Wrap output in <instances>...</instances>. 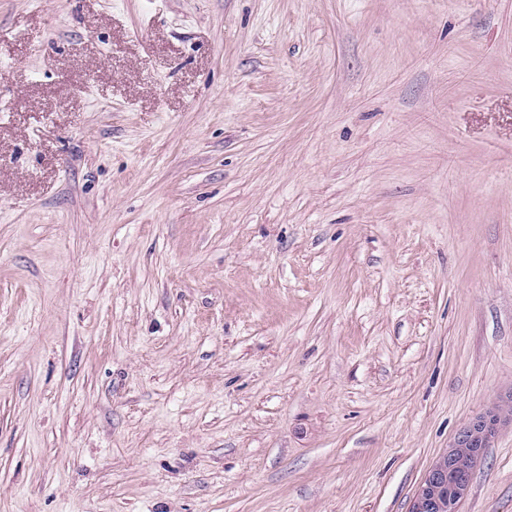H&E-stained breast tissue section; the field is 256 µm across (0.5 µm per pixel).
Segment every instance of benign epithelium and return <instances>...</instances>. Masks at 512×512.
Instances as JSON below:
<instances>
[{
	"label": "benign epithelium",
	"mask_w": 512,
	"mask_h": 512,
	"mask_svg": "<svg viewBox=\"0 0 512 512\" xmlns=\"http://www.w3.org/2000/svg\"><path fill=\"white\" fill-rule=\"evenodd\" d=\"M509 425L512 392L460 428L448 449L427 470L409 512H459L469 494L475 468L499 431Z\"/></svg>",
	"instance_id": "benign-epithelium-1"
}]
</instances>
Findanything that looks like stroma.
Masks as SVG:
<instances>
[{
	"label": "stroma",
	"instance_id": "35a3bbf8",
	"mask_svg": "<svg viewBox=\"0 0 512 512\" xmlns=\"http://www.w3.org/2000/svg\"><path fill=\"white\" fill-rule=\"evenodd\" d=\"M511 389L512 0H0V512H408Z\"/></svg>",
	"mask_w": 512,
	"mask_h": 512
}]
</instances>
